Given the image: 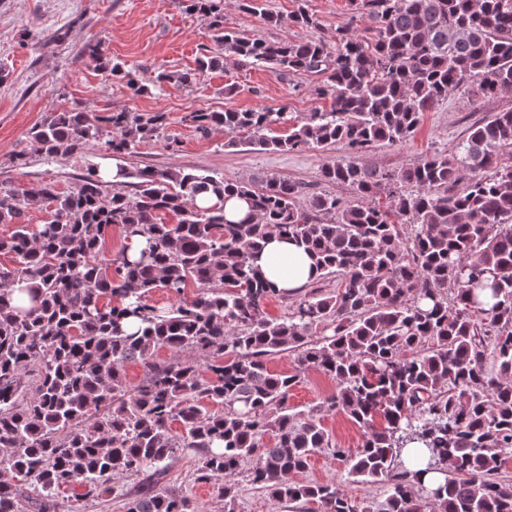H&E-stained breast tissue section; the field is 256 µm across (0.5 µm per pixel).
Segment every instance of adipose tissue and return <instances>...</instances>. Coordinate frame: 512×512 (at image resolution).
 I'll return each mask as SVG.
<instances>
[{
	"label": "adipose tissue",
	"instance_id": "adipose-tissue-1",
	"mask_svg": "<svg viewBox=\"0 0 512 512\" xmlns=\"http://www.w3.org/2000/svg\"><path fill=\"white\" fill-rule=\"evenodd\" d=\"M257 263L279 289L297 290L316 276L309 256L293 243L278 238L266 243Z\"/></svg>",
	"mask_w": 512,
	"mask_h": 512
}]
</instances>
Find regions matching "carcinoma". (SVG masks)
I'll use <instances>...</instances> for the list:
<instances>
[{
  "mask_svg": "<svg viewBox=\"0 0 512 512\" xmlns=\"http://www.w3.org/2000/svg\"><path fill=\"white\" fill-rule=\"evenodd\" d=\"M182 2L209 19L214 47L200 68L231 56L319 74L329 101L284 137L271 135L282 112L185 120L223 128L228 148L342 144L349 156L324 163L320 180L364 202L310 194L276 174L228 180L180 168L119 167L111 184L89 169L68 192L47 181L1 188L0 224L14 230L0 252L15 266L0 267V512H58L59 493L76 485L93 499L120 493L125 512H200L166 479L184 450L195 452L197 479L212 485L222 512H237L231 477L245 463L248 481L274 501L319 512H512V483L499 478L512 452V161L502 159L512 153V111L473 125L450 159L434 154L398 174L367 161L381 143L412 139L449 91L482 98L512 88V0H349L373 37L338 30L331 45L251 38L224 26V0ZM239 6L272 28L319 26L303 3L286 16L266 0ZM89 56L134 94L146 90L126 63L97 47ZM167 125L165 112L72 108L28 138L51 157L90 143L129 156ZM208 190L218 203L196 206ZM230 194L247 202L248 218H224ZM34 199L50 208L37 225L26 220ZM114 227L145 247L111 257ZM272 236L314 260L308 289L280 292L254 264ZM331 277L336 289L319 287ZM190 284L198 293L188 300ZM158 289L179 303H149ZM276 296L293 299L288 315H267ZM163 347L173 357L159 363ZM285 352L297 353L298 371L270 370L268 359ZM131 362L144 371L132 389ZM309 368L336 391L297 410L288 400ZM336 410L361 430L350 457L320 421ZM411 440L425 449L406 466ZM324 448L348 476L383 485V497L359 510L332 482L296 480ZM444 463V483L424 487L418 475ZM124 476L136 483L119 491Z\"/></svg>",
  "mask_w": 512,
  "mask_h": 512,
  "instance_id": "obj_1",
  "label": "carcinoma"
}]
</instances>
